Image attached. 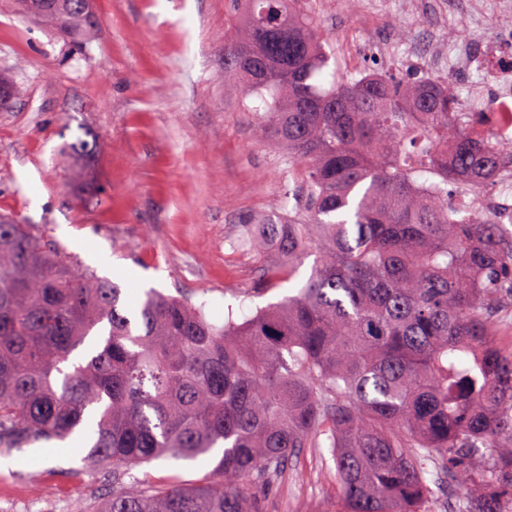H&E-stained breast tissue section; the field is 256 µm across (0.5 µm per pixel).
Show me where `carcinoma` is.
<instances>
[{
	"label": "carcinoma",
	"instance_id": "carcinoma-1",
	"mask_svg": "<svg viewBox=\"0 0 512 512\" xmlns=\"http://www.w3.org/2000/svg\"><path fill=\"white\" fill-rule=\"evenodd\" d=\"M230 68L256 130L282 150L288 223L244 227L266 250L273 288L316 261L297 294L232 308L224 323L181 296L92 272L26 224L0 215V451L75 437L113 474L89 512H263L244 486L269 485L327 436L334 512H422L429 465L469 486L464 512H502L512 487V344L493 314L512 296V235L448 205V186L492 181L504 143L457 111L449 83L336 74L332 45L301 0H240ZM51 29L94 24L53 8ZM76 161L95 155L79 139ZM222 455L211 479L151 493L123 480L160 458Z\"/></svg>",
	"mask_w": 512,
	"mask_h": 512
}]
</instances>
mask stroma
I'll return each instance as SVG.
<instances>
[{
	"label": "stroma",
	"mask_w": 512,
	"mask_h": 512,
	"mask_svg": "<svg viewBox=\"0 0 512 512\" xmlns=\"http://www.w3.org/2000/svg\"><path fill=\"white\" fill-rule=\"evenodd\" d=\"M337 50L341 72L367 69L342 55L346 33L400 47L432 36L369 19L361 6L307 0ZM97 27L73 43L0 0V70L16 94L0 111V214L31 225L63 248L76 268L93 269L139 291L154 288L204 304L223 322L227 305L255 310L288 286L262 288L276 250L237 247L243 225L284 224L282 152L258 137L228 50L239 20L232 0H93ZM97 144L94 180H80L65 152ZM75 442L26 445L0 470V512H87L112 488L85 465ZM208 461L156 460L136 466L144 489L197 483ZM336 500L329 449H302L285 485L268 491L265 512H330Z\"/></svg>",
	"instance_id": "35a3bbf8"
}]
</instances>
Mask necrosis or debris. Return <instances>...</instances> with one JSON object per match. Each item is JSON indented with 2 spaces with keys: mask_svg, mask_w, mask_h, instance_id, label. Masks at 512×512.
<instances>
[{
  "mask_svg": "<svg viewBox=\"0 0 512 512\" xmlns=\"http://www.w3.org/2000/svg\"><path fill=\"white\" fill-rule=\"evenodd\" d=\"M437 9L462 15L465 31L449 28L436 45L413 49L408 63L433 73L466 76L494 66V78L470 83L459 96L458 107L463 112L484 113L493 134L503 140L512 138V42L485 41L494 19L512 15V0H438ZM453 201L464 212L489 210L499 222H512V167L502 169L491 195L477 198L461 188L454 192Z\"/></svg>",
  "mask_w": 512,
  "mask_h": 512,
  "instance_id": "4bbe7bcc",
  "label": "necrosis or debris"
}]
</instances>
